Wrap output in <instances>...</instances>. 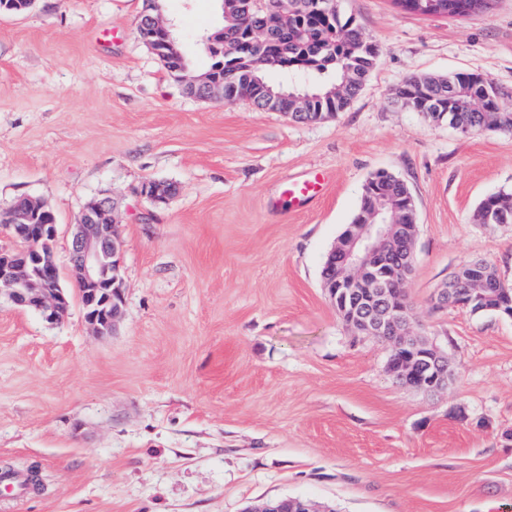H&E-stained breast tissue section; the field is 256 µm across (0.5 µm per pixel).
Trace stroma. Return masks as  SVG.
<instances>
[{
    "label": "stroma",
    "mask_w": 512,
    "mask_h": 512,
    "mask_svg": "<svg viewBox=\"0 0 512 512\" xmlns=\"http://www.w3.org/2000/svg\"><path fill=\"white\" fill-rule=\"evenodd\" d=\"M145 0H36L0 11V212L21 196L56 216L72 300L60 322L0 297V466L38 465L35 494L0 512H245L298 496L337 512H512V320L436 308L469 258L512 281V224L476 223L512 188V134L465 135L401 106L408 76L483 75L512 92V0L467 16L341 0L379 46L335 117L297 122L185 93L140 40ZM192 70L219 0H164ZM322 170L307 207H274ZM411 189L406 293L415 332L448 357L447 389L387 370L321 285L366 179ZM177 192L156 208L145 181ZM117 204L124 314L95 335L70 277L85 202Z\"/></svg>",
    "instance_id": "35a3bbf8"
}]
</instances>
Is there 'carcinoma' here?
Listing matches in <instances>:
<instances>
[{"instance_id": "1", "label": "carcinoma", "mask_w": 512, "mask_h": 512, "mask_svg": "<svg viewBox=\"0 0 512 512\" xmlns=\"http://www.w3.org/2000/svg\"><path fill=\"white\" fill-rule=\"evenodd\" d=\"M274 0H227L224 37L234 50L225 59L235 63L224 68V91L228 96L250 100L262 110L286 112L298 122L319 120L342 112L362 90L379 57L376 43L352 21L342 20L340 0H285L287 9L280 22L268 31V46L254 54L246 44L250 25L265 21ZM405 9L423 15L464 16L490 0H397ZM278 70L302 81L288 90L307 97L305 102H269L265 91L281 86L269 83L266 73ZM402 105L433 121L468 135L485 132L512 134V106L498 101L496 85L479 74L457 72L448 76H409L397 88ZM390 224L413 223L414 198L400 178L377 175L363 185L351 223L359 224L372 210ZM480 224H512V189H501L484 197L477 206ZM414 241H400L390 250L388 261L400 268L413 254ZM479 267L481 287L488 289L484 306L500 304L503 293L512 296V282L499 277L487 260H468L458 276L466 279L471 267Z\"/></svg>"}]
</instances>
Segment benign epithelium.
I'll return each instance as SVG.
<instances>
[{
	"label": "benign epithelium",
	"mask_w": 512,
	"mask_h": 512,
	"mask_svg": "<svg viewBox=\"0 0 512 512\" xmlns=\"http://www.w3.org/2000/svg\"><path fill=\"white\" fill-rule=\"evenodd\" d=\"M276 13L272 10L271 19L251 28V47L264 44ZM137 28L147 43L157 34L162 36L154 52L170 72L176 75L187 70L173 32L162 19L140 20ZM202 89L209 100L233 103L224 95V80L218 77L205 81ZM175 192V187L159 181L145 182L138 189L140 196L157 207L167 204ZM114 211V201L108 196L86 202L70 242L72 271L85 320L100 335L113 331L124 303L123 251ZM0 228L19 244L16 250L0 254V292L8 291L13 303L38 312L48 322L59 321L70 306V296L59 283L55 215L41 202L22 198L13 205L10 223ZM400 229V224L377 221L374 213L365 224L349 225L326 255L324 270L334 276L329 282L322 281V288L331 301L342 300L351 306L352 313L345 318L351 329L389 343L387 369L399 383L436 392L448 385V359L437 346L410 331V309L396 293V288H404L405 278L398 277L396 284L388 280L386 248ZM481 300L477 288H445L436 306L444 308L454 303L468 307ZM247 512L328 510L320 511L307 500L286 497L264 501Z\"/></svg>",
	"instance_id": "1"
}]
</instances>
